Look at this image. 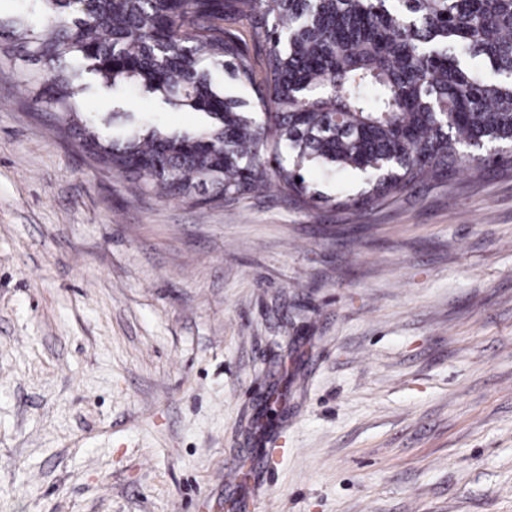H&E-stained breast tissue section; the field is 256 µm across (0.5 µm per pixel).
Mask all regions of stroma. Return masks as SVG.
<instances>
[{
  "mask_svg": "<svg viewBox=\"0 0 512 512\" xmlns=\"http://www.w3.org/2000/svg\"><path fill=\"white\" fill-rule=\"evenodd\" d=\"M26 68L0 60V512H512V166L354 215L199 203L87 157Z\"/></svg>",
  "mask_w": 512,
  "mask_h": 512,
  "instance_id": "obj_1",
  "label": "stroma"
}]
</instances>
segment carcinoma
<instances>
[{"label": "carcinoma", "mask_w": 512, "mask_h": 512, "mask_svg": "<svg viewBox=\"0 0 512 512\" xmlns=\"http://www.w3.org/2000/svg\"><path fill=\"white\" fill-rule=\"evenodd\" d=\"M41 20L0 11L42 86L37 102L79 146L145 186L233 203L276 180L317 201L307 163L359 171V211L444 180L510 163L468 148L512 147V0H42ZM264 52L261 68L240 27ZM246 81L257 112L224 96ZM112 95V119L79 126L76 95ZM199 115L192 130L137 121L131 92Z\"/></svg>", "instance_id": "carcinoma-1"}]
</instances>
